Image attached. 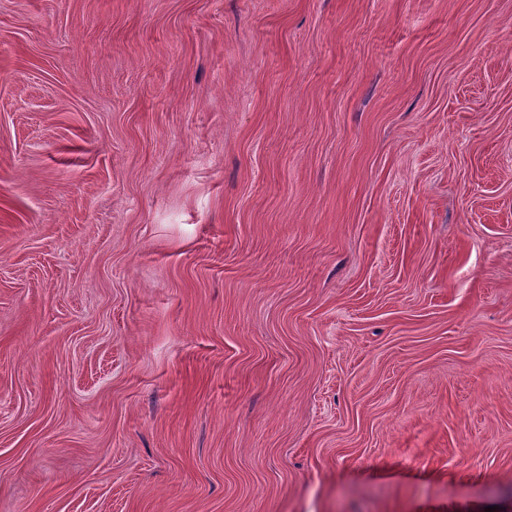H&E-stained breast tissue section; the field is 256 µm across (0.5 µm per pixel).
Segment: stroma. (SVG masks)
Returning <instances> with one entry per match:
<instances>
[{
    "label": "stroma",
    "mask_w": 512,
    "mask_h": 512,
    "mask_svg": "<svg viewBox=\"0 0 512 512\" xmlns=\"http://www.w3.org/2000/svg\"><path fill=\"white\" fill-rule=\"evenodd\" d=\"M512 512V0H0V512Z\"/></svg>",
    "instance_id": "1"
}]
</instances>
